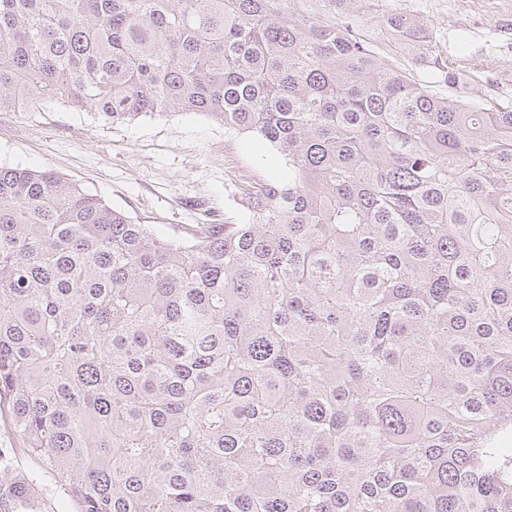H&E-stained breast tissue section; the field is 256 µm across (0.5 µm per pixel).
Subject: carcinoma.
I'll list each match as a JSON object with an SVG mask.
<instances>
[{
  "label": "carcinoma",
  "mask_w": 512,
  "mask_h": 512,
  "mask_svg": "<svg viewBox=\"0 0 512 512\" xmlns=\"http://www.w3.org/2000/svg\"><path fill=\"white\" fill-rule=\"evenodd\" d=\"M361 1L0 0V112H199L288 164L176 238L0 166V404L76 512H512V103L410 79Z\"/></svg>",
  "instance_id": "cac0c4a2"
}]
</instances>
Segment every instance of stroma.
I'll use <instances>...</instances> for the list:
<instances>
[{
    "instance_id": "35a3bbf8",
    "label": "stroma",
    "mask_w": 512,
    "mask_h": 512,
    "mask_svg": "<svg viewBox=\"0 0 512 512\" xmlns=\"http://www.w3.org/2000/svg\"><path fill=\"white\" fill-rule=\"evenodd\" d=\"M379 9L426 19L441 56L489 75V83L464 86L465 95L512 100V0H481L473 10L466 0H381ZM0 165L54 170L162 237L196 224L242 223V185L288 175L284 157L264 141L201 113L114 123L58 104L0 112ZM0 468L32 488L23 512H73L65 487L1 418Z\"/></svg>"
}]
</instances>
